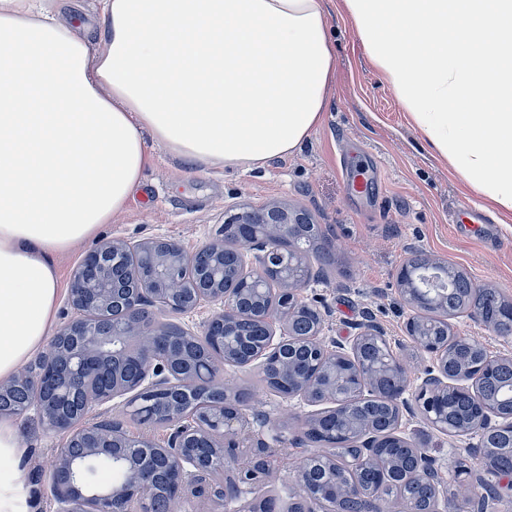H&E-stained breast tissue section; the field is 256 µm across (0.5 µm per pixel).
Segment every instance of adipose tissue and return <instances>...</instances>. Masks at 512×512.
<instances>
[{"instance_id":"obj_1","label":"adipose tissue","mask_w":512,"mask_h":512,"mask_svg":"<svg viewBox=\"0 0 512 512\" xmlns=\"http://www.w3.org/2000/svg\"><path fill=\"white\" fill-rule=\"evenodd\" d=\"M435 150L512 213V0H343ZM93 25L0 0V382L57 317V260L122 214L148 143L243 172L300 152L336 72L326 0H98ZM24 455L0 420V512Z\"/></svg>"}]
</instances>
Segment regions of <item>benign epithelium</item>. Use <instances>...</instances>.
I'll list each match as a JSON object with an SVG mask.
<instances>
[{"mask_svg": "<svg viewBox=\"0 0 512 512\" xmlns=\"http://www.w3.org/2000/svg\"><path fill=\"white\" fill-rule=\"evenodd\" d=\"M227 223L242 227L237 237L241 248L230 261L222 239L191 255L177 242L161 238L136 244L114 238L90 250L74 269L69 285V300L83 317L64 324L50 353L34 367L0 382V397L25 389L29 405L37 407L46 426L68 433L51 475L61 512H153L158 473L164 474L167 496L174 502L188 490L205 500L224 496V489L208 482L217 472H232L225 483L238 488L270 477L267 464L249 455L250 448L261 452L269 444L255 437L238 393L227 389L219 404L183 406L179 398L186 384L179 369L183 353L170 339V323L149 326L142 317L148 304L181 315L205 302L217 303L219 310L203 322L201 333L182 330L186 341L214 356L205 380L224 386L226 364L244 367L257 362L263 371L272 366L281 383L276 393L284 399L298 397L312 407L305 416L311 424L336 414L348 416L359 396L382 399L395 413L392 428L382 434L371 424L361 426L355 463L365 467L389 440L409 449L413 467L407 481L429 488L435 494L429 512H438L440 468L420 442L402 433L400 423L404 414L416 409L433 430L446 435L448 416L436 410L435 401L452 391L478 395L476 373L448 368V344L422 342L423 325L431 315L443 312L448 300V289L441 287L447 281L448 265L421 253L416 255L419 267L404 266L397 275L400 293L414 310L405 325L407 336L432 361L420 383L412 382L406 362L395 355L389 365L391 385L384 391L374 388L380 374L360 370L353 386L343 389L336 385V361L356 364L358 342L382 331L368 320L349 345L324 339L322 310L301 295L315 273L295 239V225L311 223L310 217L273 201L244 208ZM286 241L292 246L285 251ZM250 251L255 252L251 263L247 262ZM245 300L255 303L254 320L265 336L264 346L249 355L234 341ZM73 393L83 398L78 413L68 410ZM147 393L169 397L162 417L169 436L163 445L144 435H131L120 420L87 419L95 405L124 395L133 403ZM466 433L479 437V463L465 470L471 478L468 488L477 489L492 471L496 436L512 435V414L486 406ZM102 465L112 469L110 485L97 480ZM295 481L300 494L294 512H313L315 501L302 464ZM343 494L361 500V512H386L381 500L366 494L357 481L345 486Z\"/></svg>", "mask_w": 512, "mask_h": 512, "instance_id": "benign-epithelium-1", "label": "benign epithelium"}]
</instances>
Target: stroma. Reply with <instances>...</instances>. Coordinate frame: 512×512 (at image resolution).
I'll return each instance as SVG.
<instances>
[{"label":"stroma","mask_w":512,"mask_h":512,"mask_svg":"<svg viewBox=\"0 0 512 512\" xmlns=\"http://www.w3.org/2000/svg\"><path fill=\"white\" fill-rule=\"evenodd\" d=\"M329 11L336 75L324 122L301 152L274 160L263 171L222 172L151 146L139 191L124 214L102 226L98 238L161 237L192 253L219 238L226 212L274 200L304 208L327 237L334 259L323 280L302 291L305 299L322 300L326 336L350 341L357 324L371 319L398 355L406 356L410 375L417 378L431 360L406 336L413 310L399 291V268L412 253L424 251L512 302V214L474 193L431 146L372 65L342 0H331ZM463 209L481 212L485 223L456 222ZM223 379L228 386L252 390L245 414L259 410L271 419L261 432L273 443V480L245 489L242 503L265 498L273 488L291 497L295 469L309 453L294 443L307 405L297 398L283 400L263 386L255 364L225 366ZM12 422L26 450L16 486L27 512H58L50 474L63 434L45 428L33 407ZM403 427L407 436L426 444L444 481L458 491L454 500L439 499V507L468 512V493L455 462L465 458L477 437L440 435L416 417Z\"/></svg>","instance_id":"stroma-1"}]
</instances>
